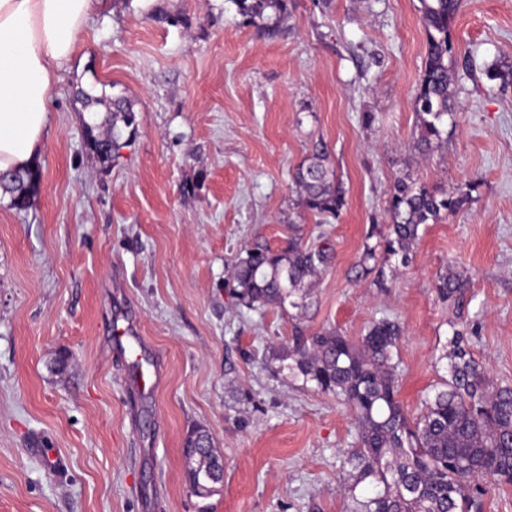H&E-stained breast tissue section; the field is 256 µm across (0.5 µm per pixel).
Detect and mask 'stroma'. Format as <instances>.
<instances>
[{"label":"stroma","mask_w":512,"mask_h":512,"mask_svg":"<svg viewBox=\"0 0 512 512\" xmlns=\"http://www.w3.org/2000/svg\"><path fill=\"white\" fill-rule=\"evenodd\" d=\"M155 3L102 0L53 93L37 193L22 211L0 194V512H352V414L271 354L299 328L356 340L390 318L410 418L447 379L456 328L512 385V0H459L456 106L428 150L419 0H288L257 23L236 0ZM116 96L136 131L105 163L83 115L105 136ZM319 145L345 191L328 224L292 179ZM401 180L474 191L380 288L358 261ZM292 235L333 247L306 311L241 306L238 259ZM448 270L468 281L457 303L435 291ZM117 327L159 358L153 396L127 386ZM198 427L224 464L205 497L183 456ZM42 444L64 471L45 470Z\"/></svg>","instance_id":"stroma-1"}]
</instances>
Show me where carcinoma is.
<instances>
[{"label":"carcinoma","instance_id":"carcinoma-1","mask_svg":"<svg viewBox=\"0 0 512 512\" xmlns=\"http://www.w3.org/2000/svg\"><path fill=\"white\" fill-rule=\"evenodd\" d=\"M243 14L264 20L265 10L287 11L288 0H238ZM421 21L427 33V59L416 96L419 141L428 149L453 114L450 62L451 24L457 0H420ZM135 123L133 104L112 100V128L97 138L87 127V140L102 160L119 157L122 133L117 126ZM305 209L316 216L339 218L345 197L321 149L299 164L292 174ZM42 179L40 165L0 173V189L17 210L29 207ZM467 191L437 194L422 185L395 184L390 197L392 224L382 231L374 224L358 266L364 273L376 268L379 255L406 261L419 237V227L457 213L468 201ZM333 258L332 247L304 244L291 236L281 250L256 244L238 259L233 291L243 306L307 308L309 289ZM467 281L456 272L440 274L435 284L444 301L461 297ZM404 334L398 321L383 318L354 342L338 330L309 336L301 333L277 356L304 383L340 398L353 415L357 444L348 449L353 465L346 486L350 493L366 482L369 489L353 512H481V497L489 484H512V386L493 385L485 368L466 348L467 336L454 330L450 339L449 379L425 402V412L410 420L398 399L395 352ZM187 435L183 455L191 484L204 481L207 461L198 457L193 435Z\"/></svg>","mask_w":512,"mask_h":512}]
</instances>
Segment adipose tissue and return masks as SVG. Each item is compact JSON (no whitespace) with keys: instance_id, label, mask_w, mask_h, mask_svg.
<instances>
[{"instance_id":"1","label":"adipose tissue","mask_w":512,"mask_h":512,"mask_svg":"<svg viewBox=\"0 0 512 512\" xmlns=\"http://www.w3.org/2000/svg\"><path fill=\"white\" fill-rule=\"evenodd\" d=\"M96 0H0V173L33 164L52 90Z\"/></svg>"}]
</instances>
